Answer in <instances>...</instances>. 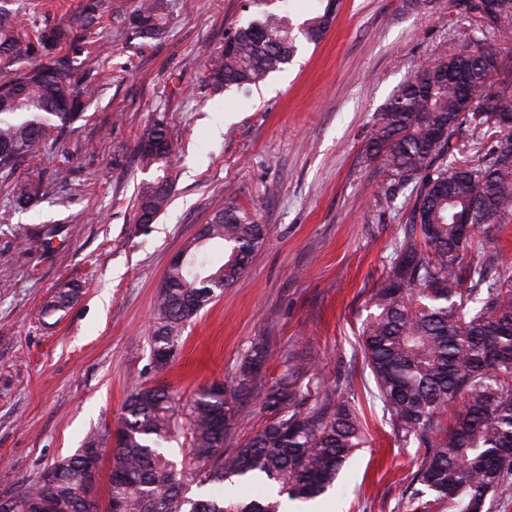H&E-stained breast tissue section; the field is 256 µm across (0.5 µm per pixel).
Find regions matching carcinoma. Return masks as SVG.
<instances>
[{
  "mask_svg": "<svg viewBox=\"0 0 512 512\" xmlns=\"http://www.w3.org/2000/svg\"><path fill=\"white\" fill-rule=\"evenodd\" d=\"M260 19L236 25L206 65L213 89L248 90L288 64L303 37L317 43L335 16L329 0L299 25L288 0ZM495 0H455L475 42L512 39V10ZM167 0H141L131 25L157 36ZM106 0H87L64 24L32 26L20 37L0 20V175L10 178L35 158L52 133L63 135L94 94L76 84L69 56L58 55L77 33H91ZM512 55L493 48H455L410 78L377 116L371 152L385 156L394 183L412 185L414 203L382 281L370 296L373 313L362 323V347L394 437L422 449L418 488L408 512H493L512 491V265L483 229L512 224ZM461 141L452 143L455 138ZM176 146L162 119L136 145L145 167L167 169ZM11 202L23 208L41 194L42 179L11 181ZM164 174L144 186L137 223L168 203ZM208 243L224 246L214 263L207 243L188 262L172 265L160 288L152 352L165 368L177 354L184 325L244 273L264 241V226L240 207L217 208L206 225ZM265 356L253 351L231 388L199 387L182 402L167 387L141 384L118 423L121 437L107 467V501L115 512H280L277 499L241 502L186 494L197 486L235 479L263 480L277 495L310 499L330 488L364 444L358 418L335 394L305 405V366L280 374L261 400L274 416L248 440L231 445L236 415L228 390L248 393ZM189 434L190 472L178 471L163 443ZM91 478L89 456L77 450L54 463L31 487L0 501V512H96L75 494Z\"/></svg>",
  "mask_w": 512,
  "mask_h": 512,
  "instance_id": "obj_1",
  "label": "carcinoma"
}]
</instances>
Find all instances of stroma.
<instances>
[{
	"instance_id": "35a3bbf8",
	"label": "stroma",
	"mask_w": 512,
	"mask_h": 512,
	"mask_svg": "<svg viewBox=\"0 0 512 512\" xmlns=\"http://www.w3.org/2000/svg\"><path fill=\"white\" fill-rule=\"evenodd\" d=\"M249 0H169L161 35L138 34L137 0H112L99 28L65 50L76 80L98 92L64 136L30 162L44 194L28 209L0 181V470L36 483L58 459L116 422L138 384L181 396L233 380L254 348L271 387L308 362L314 392L358 414L356 449L305 512H407L415 445L395 441L362 353L368 300L412 207L366 149L377 114L414 73L469 47V25L438 0H338L316 44L248 94L214 91L203 73ZM83 0H0L23 26L56 24ZM164 118L181 151L157 220H134L155 170L134 149ZM233 201L266 228L248 269L184 328L156 370L154 305L175 254ZM69 306L46 311L58 288Z\"/></svg>"
}]
</instances>
